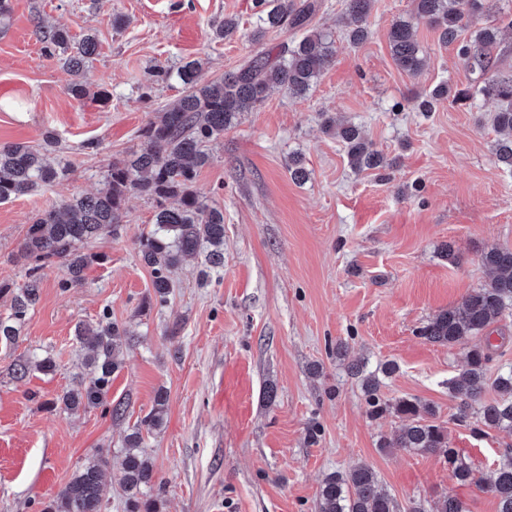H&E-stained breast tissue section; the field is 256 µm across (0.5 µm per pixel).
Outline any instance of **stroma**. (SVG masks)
<instances>
[{
    "instance_id": "obj_1",
    "label": "stroma",
    "mask_w": 512,
    "mask_h": 512,
    "mask_svg": "<svg viewBox=\"0 0 512 512\" xmlns=\"http://www.w3.org/2000/svg\"><path fill=\"white\" fill-rule=\"evenodd\" d=\"M315 4L313 26L334 40L331 65L306 96L275 89L241 113L198 171L196 189L224 212V266L206 285L198 283L203 256L188 258L172 274L168 305L145 307L152 276L138 239L151 230L155 207L136 193L116 234L83 244L100 257L83 286L61 288L63 269H42L40 299L20 336L0 343V512H41L102 448L112 451L106 512H124V438L161 389L164 422L143 443L166 484L160 512H315L325 477L361 463L404 507L453 494L469 512H497L491 494L453 478L442 453L380 450V437L402 422L370 418L347 367L396 362L384 396L433 405L449 446L478 476L489 477L501 448L512 446V431L476 436L450 424L448 380L464 352L418 335L486 280L485 249L512 247V171L494 156L498 104L479 97L415 109L414 96L443 81L467 89L470 76L456 47L422 22L423 69L412 75L396 65L387 34L394 21L413 17L414 0H372L368 36L355 48L344 38L346 0ZM118 14L127 19L121 29L112 26ZM231 15L238 33L216 41L215 27ZM37 17L76 38L96 35L100 51L83 81L93 92L107 88L109 103L72 98L71 73L41 52ZM255 25L253 0H13L0 28V143L40 148L53 132L50 157L72 175L0 203V282H26L20 244L34 214L100 189L108 164L131 159L139 129L181 95L172 80L142 98L149 70L197 59L205 83L256 55H277L293 38L270 30L253 41ZM326 117L357 126L392 167L353 169L343 143L324 132ZM294 156L309 172L301 183L288 174ZM448 245L458 264L443 258ZM106 313L127 331L122 365L105 404L66 411L56 399L88 378L75 329ZM175 321L178 335H167ZM340 343L346 356L336 353ZM36 355L53 358L55 371L17 378L14 364ZM31 391L46 407L28 401ZM120 400L128 411L115 420L108 406Z\"/></svg>"
}]
</instances>
